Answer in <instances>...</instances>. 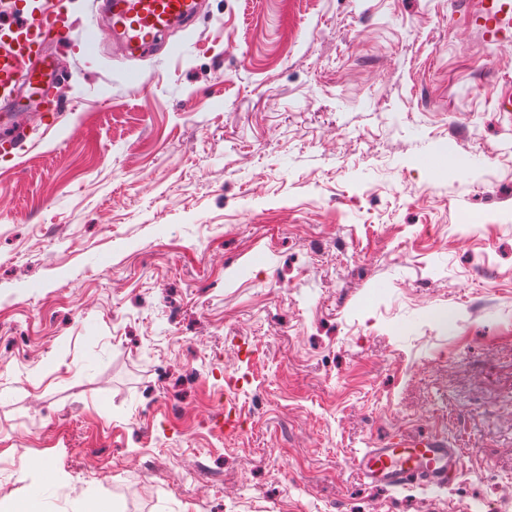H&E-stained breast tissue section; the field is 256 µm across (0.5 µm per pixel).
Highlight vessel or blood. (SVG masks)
<instances>
[{
  "label": "vessel or blood",
  "instance_id": "1",
  "mask_svg": "<svg viewBox=\"0 0 512 512\" xmlns=\"http://www.w3.org/2000/svg\"><path fill=\"white\" fill-rule=\"evenodd\" d=\"M109 5L108 20L92 16L83 29L71 34L73 40L91 45L108 29L113 54L139 59L153 54L165 32L176 27L190 30L201 0H109ZM471 19L491 41L512 44V0H479ZM66 32L58 6L39 8L21 26L0 30V106L9 107L19 85L28 80L23 61L40 53L46 41ZM463 467L457 449L435 437L391 441L381 448L365 449L357 460L363 481L389 488L441 487Z\"/></svg>",
  "mask_w": 512,
  "mask_h": 512
}]
</instances>
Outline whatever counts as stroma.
I'll return each instance as SVG.
<instances>
[{
    "label": "stroma",
    "mask_w": 512,
    "mask_h": 512,
    "mask_svg": "<svg viewBox=\"0 0 512 512\" xmlns=\"http://www.w3.org/2000/svg\"><path fill=\"white\" fill-rule=\"evenodd\" d=\"M474 7L48 47L0 125V512H512V45ZM394 436L465 466L365 484Z\"/></svg>",
    "instance_id": "obj_1"
}]
</instances>
